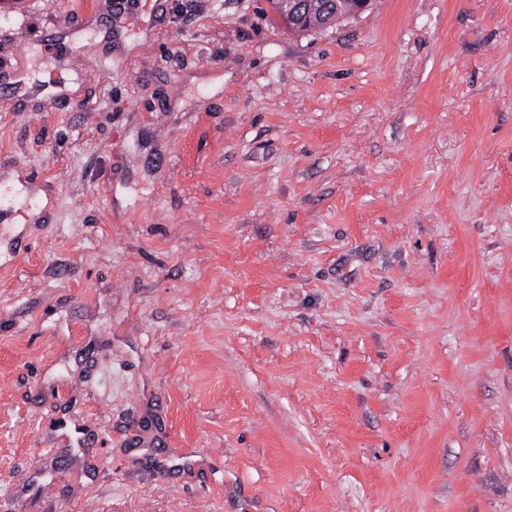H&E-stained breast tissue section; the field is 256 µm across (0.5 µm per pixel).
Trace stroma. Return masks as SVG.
<instances>
[{
    "label": "stroma",
    "mask_w": 512,
    "mask_h": 512,
    "mask_svg": "<svg viewBox=\"0 0 512 512\" xmlns=\"http://www.w3.org/2000/svg\"><path fill=\"white\" fill-rule=\"evenodd\" d=\"M0 60V512H512V0H21ZM19 211L13 204H1L0 211V267L1 269L16 265L31 247V241L22 231H16V224H11Z\"/></svg>",
    "instance_id": "1"
}]
</instances>
